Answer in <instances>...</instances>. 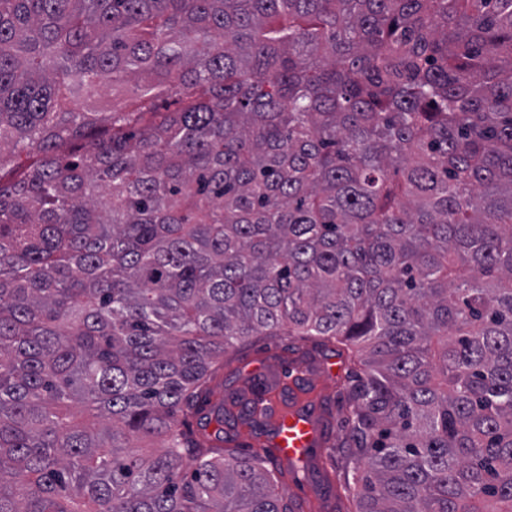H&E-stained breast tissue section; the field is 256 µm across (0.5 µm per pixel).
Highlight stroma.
<instances>
[{"mask_svg":"<svg viewBox=\"0 0 512 512\" xmlns=\"http://www.w3.org/2000/svg\"><path fill=\"white\" fill-rule=\"evenodd\" d=\"M292 365L304 371L303 385L310 390L325 421L329 444L317 449L306 469L297 471L275 465L273 475L279 492L292 500L299 512H352L341 467L344 451L335 442L350 427L351 413L344 387L349 378L360 373V366L335 357L324 358L310 339L253 336L226 354L223 364L218 365L208 384L210 399L215 404L232 405L242 400L246 380L269 383Z\"/></svg>","mask_w":512,"mask_h":512,"instance_id":"obj_1","label":"stroma"}]
</instances>
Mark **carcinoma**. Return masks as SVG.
<instances>
[{
	"label": "carcinoma",
	"instance_id": "carcinoma-1",
	"mask_svg": "<svg viewBox=\"0 0 512 512\" xmlns=\"http://www.w3.org/2000/svg\"><path fill=\"white\" fill-rule=\"evenodd\" d=\"M256 335L366 353L357 512H512V0H0V512H297Z\"/></svg>",
	"mask_w": 512,
	"mask_h": 512
}]
</instances>
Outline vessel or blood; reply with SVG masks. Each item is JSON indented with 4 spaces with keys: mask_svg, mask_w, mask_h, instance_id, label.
Returning a JSON list of instances; mask_svg holds the SVG:
<instances>
[{
    "mask_svg": "<svg viewBox=\"0 0 512 512\" xmlns=\"http://www.w3.org/2000/svg\"><path fill=\"white\" fill-rule=\"evenodd\" d=\"M263 406L274 424L267 443L273 457L287 464L307 461L314 448L322 444L320 418L311 404L292 402L286 405L278 397L266 398Z\"/></svg>",
    "mask_w": 512,
    "mask_h": 512,
    "instance_id": "1",
    "label": "vessel or blood"
}]
</instances>
